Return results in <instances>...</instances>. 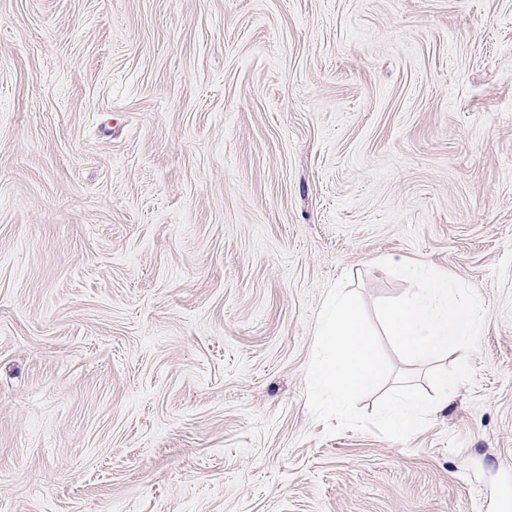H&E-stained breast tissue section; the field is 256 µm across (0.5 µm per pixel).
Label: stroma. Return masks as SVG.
Instances as JSON below:
<instances>
[{"instance_id":"obj_1","label":"stroma","mask_w":512,"mask_h":512,"mask_svg":"<svg viewBox=\"0 0 512 512\" xmlns=\"http://www.w3.org/2000/svg\"><path fill=\"white\" fill-rule=\"evenodd\" d=\"M476 288L407 443L324 435L327 289ZM512 0H0V512H503Z\"/></svg>"}]
</instances>
